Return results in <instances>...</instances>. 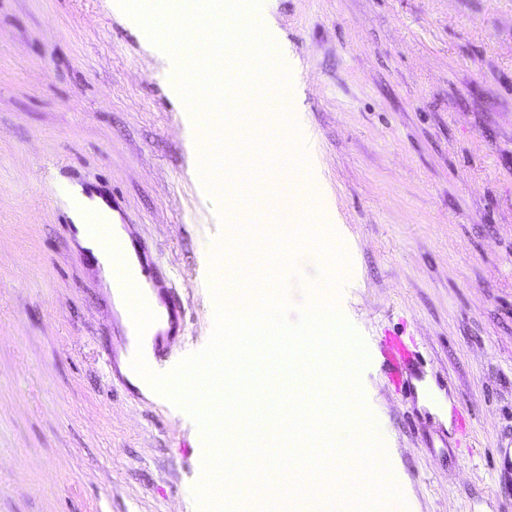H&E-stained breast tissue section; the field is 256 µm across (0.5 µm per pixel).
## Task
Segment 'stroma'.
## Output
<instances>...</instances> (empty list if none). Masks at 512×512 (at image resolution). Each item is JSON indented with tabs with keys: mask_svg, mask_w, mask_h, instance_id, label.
Returning <instances> with one entry per match:
<instances>
[{
	"mask_svg": "<svg viewBox=\"0 0 512 512\" xmlns=\"http://www.w3.org/2000/svg\"><path fill=\"white\" fill-rule=\"evenodd\" d=\"M289 76L305 178L201 184L167 52L117 0H0V512H201L197 422L111 381L121 325L52 190L102 191L185 309L213 328L216 251L254 222V259L300 195L338 269L300 242V298L331 289L369 356L359 381L400 512H512V0H263ZM414 340L429 404L388 386L383 331ZM463 404L468 436L434 415Z\"/></svg>",
	"mask_w": 512,
	"mask_h": 512,
	"instance_id": "obj_1",
	"label": "stroma"
}]
</instances>
